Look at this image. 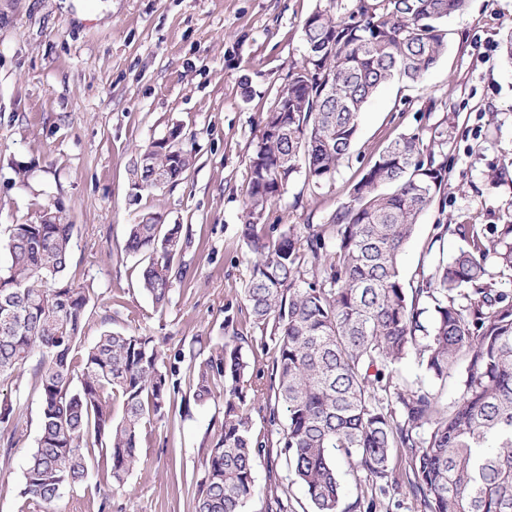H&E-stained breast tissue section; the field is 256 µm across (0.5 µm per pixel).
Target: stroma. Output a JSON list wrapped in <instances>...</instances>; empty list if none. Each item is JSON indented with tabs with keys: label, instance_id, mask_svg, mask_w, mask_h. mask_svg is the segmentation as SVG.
Segmentation results:
<instances>
[{
	"label": "stroma",
	"instance_id": "obj_1",
	"mask_svg": "<svg viewBox=\"0 0 512 512\" xmlns=\"http://www.w3.org/2000/svg\"><path fill=\"white\" fill-rule=\"evenodd\" d=\"M317 0H0V265L13 224H36L43 206L74 224L68 276L90 291L80 345L104 331L155 337L166 355L248 328L244 288L252 255L240 225L261 120L304 53L302 26ZM448 50L415 83L383 85L361 114L348 161L321 189L297 174L266 212L278 230L326 223L378 152L402 133L448 128V189L424 213L400 257L411 282L446 223L494 224L512 210V0H468L448 17ZM435 111H428V103ZM176 139L194 156L172 185L132 198L134 157ZM25 175H18V168ZM152 212L186 228L175 257L185 276L157 308L141 289V258L125 249L128 225ZM26 415L12 449L0 446V512H21L19 490L39 434L28 377L0 385ZM224 399L176 410L154 423L142 465L122 491L101 468L67 492L55 512H195V477L218 438ZM342 506L415 512L407 490L381 492L340 461Z\"/></svg>",
	"mask_w": 512,
	"mask_h": 512
}]
</instances>
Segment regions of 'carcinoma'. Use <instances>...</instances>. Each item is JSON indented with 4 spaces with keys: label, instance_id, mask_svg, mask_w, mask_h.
<instances>
[{
    "label": "carcinoma",
    "instance_id": "carcinoma-1",
    "mask_svg": "<svg viewBox=\"0 0 512 512\" xmlns=\"http://www.w3.org/2000/svg\"><path fill=\"white\" fill-rule=\"evenodd\" d=\"M468 0H326L302 27L306 51L288 70L250 164L240 238L256 255L244 288L252 325L274 343L269 384L247 377L249 337L239 332L190 353L185 381L166 364L155 338L105 331L76 353L88 289L65 281L75 225L44 207L48 224H12L0 267V383L29 375L38 395L36 447L20 496L54 512L83 485L105 452L112 490L141 465L139 448L176 394L202 404L222 388L224 417L202 461L195 512H244L263 496L288 512L299 487L313 512H340L336 457L350 461L381 491L407 484L420 512H512V292L489 268L512 271V210L497 224H448L461 247L405 284L400 256L422 214L448 186V130L429 141L404 133L382 148L325 224L273 235L267 208L299 172L312 189L334 177L355 144L360 114L385 83L416 82L448 47L443 21ZM191 155L168 142L135 159L132 199L177 182ZM128 227L125 248L142 255L141 286L162 307L183 225ZM414 356L445 382L466 364L464 388L444 406L399 367ZM267 433L254 432L252 412ZM286 412V424L280 413ZM24 416L0 399V430ZM280 449L288 483L261 488L255 465ZM409 470L392 467L394 451Z\"/></svg>",
    "mask_w": 512,
    "mask_h": 512
}]
</instances>
